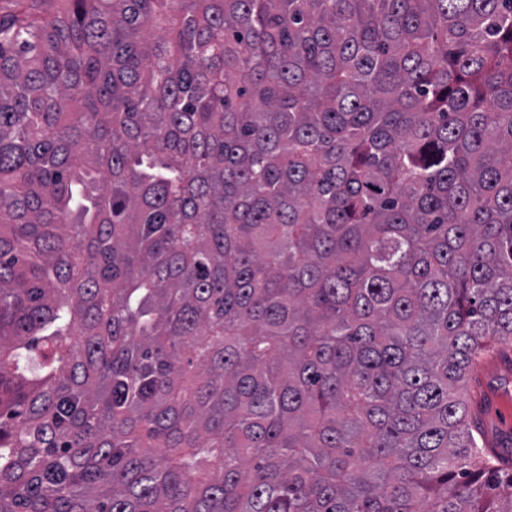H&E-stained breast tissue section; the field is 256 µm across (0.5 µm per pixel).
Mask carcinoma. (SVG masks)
<instances>
[{"instance_id": "carcinoma-1", "label": "carcinoma", "mask_w": 512, "mask_h": 512, "mask_svg": "<svg viewBox=\"0 0 512 512\" xmlns=\"http://www.w3.org/2000/svg\"><path fill=\"white\" fill-rule=\"evenodd\" d=\"M512 0L0 17V512H512ZM471 410L486 447L512 462V344L500 343L473 368L468 381Z\"/></svg>"}]
</instances>
